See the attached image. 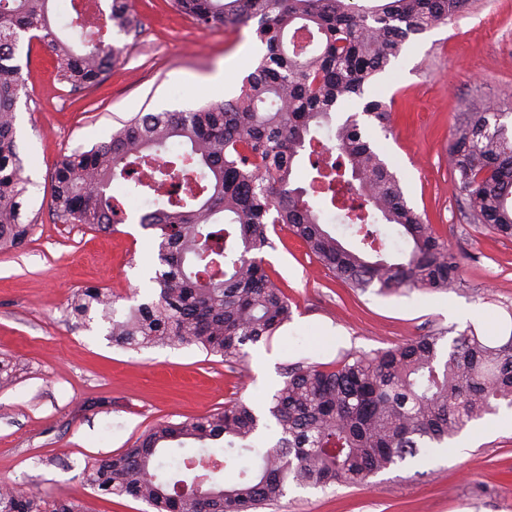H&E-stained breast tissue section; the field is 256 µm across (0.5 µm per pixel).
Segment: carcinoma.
<instances>
[{"label":"carcinoma","mask_w":512,"mask_h":512,"mask_svg":"<svg viewBox=\"0 0 512 512\" xmlns=\"http://www.w3.org/2000/svg\"><path fill=\"white\" fill-rule=\"evenodd\" d=\"M50 0H0V249L27 242V181L16 142V106L24 90L17 60L26 34L57 53L58 76L71 90L99 84L127 46H105L81 13L69 23L80 49L58 35ZM203 28L253 26L264 46L239 94L183 112L135 117L109 141L65 156L51 176L55 222L108 229L124 221L112 183L134 194L165 184L139 174L169 156L187 188L157 199L140 223L156 231L157 297L119 313L103 288L79 290L75 318L98 314L112 340L130 349L195 344L238 364L244 347L268 342L292 316L288 297L262 259L268 225L285 224L337 279L362 293L448 291L463 286L448 242L412 208L395 174L363 131L383 125L388 106L363 99L373 77L402 46L460 15L469 0H170ZM109 21L136 35L131 0H111ZM358 99L362 109L338 113ZM508 113L488 101L464 117L450 141L449 165L476 224L512 240V130ZM336 160L323 158L324 138ZM313 174L302 181L303 156ZM321 188L350 220L361 247L344 246L307 200ZM391 226L404 249L385 257L380 229ZM512 408V332L484 336L470 326L417 336L331 366L297 365L272 396L268 418L233 399L180 423L152 426L128 449L94 459L86 482L105 495L129 496L156 512H257L300 487L360 486L422 448L448 444L471 421ZM196 448L170 478L162 460L171 443ZM223 444V450L215 444ZM223 479L206 476L208 468ZM0 512H82L64 498L0 488Z\"/></svg>","instance_id":"obj_1"}]
</instances>
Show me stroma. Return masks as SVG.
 <instances>
[{
    "mask_svg": "<svg viewBox=\"0 0 512 512\" xmlns=\"http://www.w3.org/2000/svg\"><path fill=\"white\" fill-rule=\"evenodd\" d=\"M132 9L142 29L135 38L104 29L105 42L127 51L96 86L74 92L60 83L54 52L38 41L18 50L28 64L16 138L33 182L34 231L23 247L0 251V362L13 372L0 387V484L69 498L85 512H149L141 501L94 491L89 462L122 452L156 423L234 398L263 409L297 363L329 364L437 329L512 333V240L471 223L448 161L463 113L487 100L512 113V0H470L455 21L411 37L365 90L392 112L388 128L365 131L409 204L457 255L463 288L355 292L281 227L264 259L292 318L269 342L247 345L240 365L193 344L134 351L113 342L101 319L70 315L72 295L89 286L109 289L120 311L152 300L156 238L133 202L113 230L55 223L56 164L109 141L135 116L233 98L263 52L250 28H200L168 0H132ZM218 75L226 81L216 93L208 83ZM460 437L464 450L423 449L361 486L288 485L262 512H512V427L487 415Z\"/></svg>",
    "mask_w": 512,
    "mask_h": 512,
    "instance_id": "35a3bbf8",
    "label": "stroma"
}]
</instances>
